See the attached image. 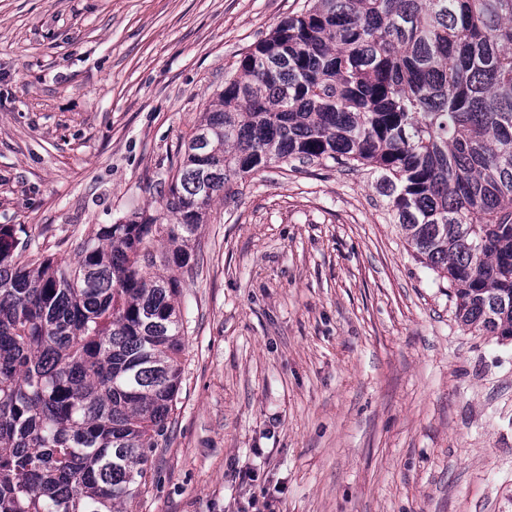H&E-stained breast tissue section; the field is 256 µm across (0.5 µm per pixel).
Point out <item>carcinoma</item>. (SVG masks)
I'll return each mask as SVG.
<instances>
[{"mask_svg": "<svg viewBox=\"0 0 512 512\" xmlns=\"http://www.w3.org/2000/svg\"><path fill=\"white\" fill-rule=\"evenodd\" d=\"M292 161L379 173L457 321L512 338V0H312L224 80L164 214L60 262L0 225V512H128L178 400L190 242L237 177Z\"/></svg>", "mask_w": 512, "mask_h": 512, "instance_id": "carcinoma-1", "label": "carcinoma"}]
</instances>
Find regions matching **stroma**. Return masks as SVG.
I'll return each instance as SVG.
<instances>
[{"mask_svg": "<svg viewBox=\"0 0 512 512\" xmlns=\"http://www.w3.org/2000/svg\"><path fill=\"white\" fill-rule=\"evenodd\" d=\"M308 0H0V224L71 257L158 213L240 58ZM181 277L183 380L133 512H512V339L463 329L369 168L276 163Z\"/></svg>", "mask_w": 512, "mask_h": 512, "instance_id": "35a3bbf8", "label": "stroma"}]
</instances>
